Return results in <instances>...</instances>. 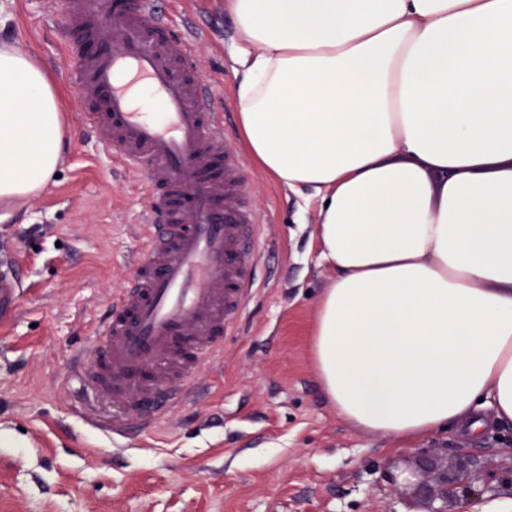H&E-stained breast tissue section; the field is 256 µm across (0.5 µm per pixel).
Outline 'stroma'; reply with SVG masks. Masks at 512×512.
I'll use <instances>...</instances> for the list:
<instances>
[{"label":"stroma","mask_w":512,"mask_h":512,"mask_svg":"<svg viewBox=\"0 0 512 512\" xmlns=\"http://www.w3.org/2000/svg\"><path fill=\"white\" fill-rule=\"evenodd\" d=\"M52 2L0 0V40L56 85L65 141L58 178L21 206L0 204V250L24 280L15 320L0 330V512H416L395 464L424 453L467 455L486 494L512 493V424L496 423L491 407L479 433L452 425L403 447L325 400L311 334L336 272L318 258V202L250 160L246 190L264 227L257 289L223 359L149 429L113 438L86 421L77 368L144 251L145 174L113 162L86 131ZM157 5L194 40L197 75L238 138L239 40L224 0Z\"/></svg>","instance_id":"stroma-1"}]
</instances>
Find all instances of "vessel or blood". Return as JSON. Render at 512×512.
I'll list each match as a JSON object with an SVG mask.
<instances>
[{"label":"vessel or blood","instance_id":"1","mask_svg":"<svg viewBox=\"0 0 512 512\" xmlns=\"http://www.w3.org/2000/svg\"><path fill=\"white\" fill-rule=\"evenodd\" d=\"M58 34L89 129L109 156L146 173L145 251L86 343L78 377L97 409L148 428L184 398L187 385L224 352L255 286L261 219L244 188L224 115L193 64L194 43L171 30L152 0H117L111 37L98 31L99 0H60ZM21 282L0 258V324L10 323Z\"/></svg>","mask_w":512,"mask_h":512}]
</instances>
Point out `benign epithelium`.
<instances>
[{"label": "benign epithelium", "mask_w": 512, "mask_h": 512, "mask_svg": "<svg viewBox=\"0 0 512 512\" xmlns=\"http://www.w3.org/2000/svg\"><path fill=\"white\" fill-rule=\"evenodd\" d=\"M406 470L412 474L422 471L436 473L433 486L417 485V492L422 503L421 512H448V502L458 500V490L464 491V497L469 499L483 493L477 485L479 475L472 460L467 456H459L455 463L440 465L437 459L419 456L413 461H405Z\"/></svg>", "instance_id": "1"}]
</instances>
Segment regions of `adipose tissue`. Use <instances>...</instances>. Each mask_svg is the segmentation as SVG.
Instances as JSON below:
<instances>
[{"instance_id": "1", "label": "adipose tissue", "mask_w": 512, "mask_h": 512, "mask_svg": "<svg viewBox=\"0 0 512 512\" xmlns=\"http://www.w3.org/2000/svg\"><path fill=\"white\" fill-rule=\"evenodd\" d=\"M258 167L321 206L315 312L337 412L407 444L512 423V0H224ZM57 94L0 44V201L62 157Z\"/></svg>"}]
</instances>
